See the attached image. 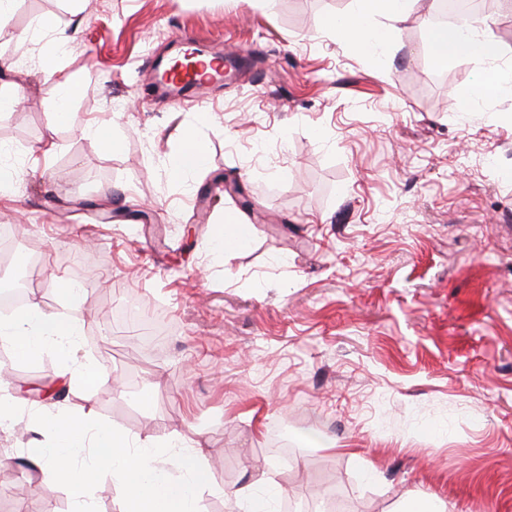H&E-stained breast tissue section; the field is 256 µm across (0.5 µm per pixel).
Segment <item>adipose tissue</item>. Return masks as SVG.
Returning <instances> with one entry per match:
<instances>
[{
  "label": "adipose tissue",
  "instance_id": "ef3b65f1",
  "mask_svg": "<svg viewBox=\"0 0 512 512\" xmlns=\"http://www.w3.org/2000/svg\"><path fill=\"white\" fill-rule=\"evenodd\" d=\"M420 0H354L352 15H341L324 20L323 25L336 38L361 53L372 52L383 43L384 36L375 29L377 18L398 19L413 12ZM426 42L436 61L466 54L484 61L494 60L498 45L490 29L473 28L463 34L456 25L433 26L426 34ZM82 333V324L76 315L62 316L44 309L39 303L0 318V341L10 344L24 359L30 358L47 345H73Z\"/></svg>",
  "mask_w": 512,
  "mask_h": 512
}]
</instances>
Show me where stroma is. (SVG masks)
Segmentation results:
<instances>
[{
    "mask_svg": "<svg viewBox=\"0 0 512 512\" xmlns=\"http://www.w3.org/2000/svg\"><path fill=\"white\" fill-rule=\"evenodd\" d=\"M351 7L15 0L0 20V60L23 62V101L0 110V161L19 172L0 220L40 249L33 300L69 314L70 258L99 257L76 347L10 361L0 512H72L67 489L44 475L23 491L11 466L48 439L37 412L203 446L198 512H224L246 485L280 500L335 490L357 512L412 499L512 512V94L455 110L487 63L436 62L418 13L378 19L388 41L358 53L322 25ZM483 16L512 69V0H486ZM43 17L74 39L56 47ZM192 31L235 66L197 105L150 101V73ZM50 52L82 87L54 127ZM193 134L210 162L176 179L169 160ZM49 136L45 165L29 149ZM229 210L256 234L224 253L213 240ZM124 298L172 324L157 356L113 330ZM88 359L127 383L82 387L72 372ZM283 422L305 454L271 466L266 437Z\"/></svg>",
    "mask_w": 512,
    "mask_h": 512,
    "instance_id": "1",
    "label": "stroma"
}]
</instances>
